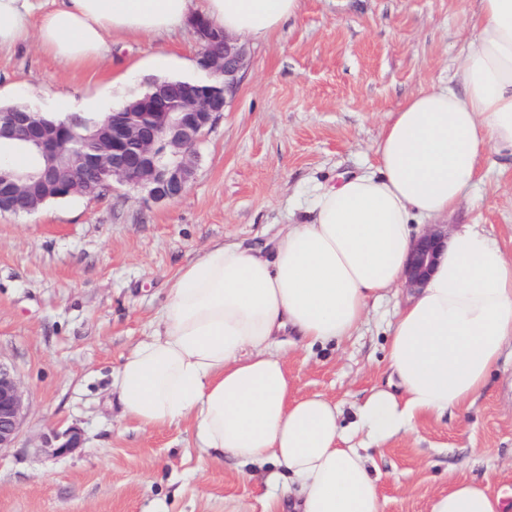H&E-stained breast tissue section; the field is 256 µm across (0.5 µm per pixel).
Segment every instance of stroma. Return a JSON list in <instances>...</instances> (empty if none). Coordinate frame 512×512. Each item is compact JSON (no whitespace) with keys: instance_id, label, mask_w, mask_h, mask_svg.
Returning a JSON list of instances; mask_svg holds the SVG:
<instances>
[{"instance_id":"obj_1","label":"stroma","mask_w":512,"mask_h":512,"mask_svg":"<svg viewBox=\"0 0 512 512\" xmlns=\"http://www.w3.org/2000/svg\"><path fill=\"white\" fill-rule=\"evenodd\" d=\"M476 0H302L296 18L250 46V65L205 134L193 181L173 201L116 184L30 215L0 214V360L15 370L26 413L0 449V512H273L277 471L198 448L190 421L146 429L124 416L111 383L148 336L169 280L218 242L272 247L309 220L326 186L374 171V148L405 100L447 85L472 40ZM166 73L200 77L190 28L116 36L84 66L61 63L36 37L0 52V104L98 117ZM481 180L446 223L470 225L512 257V170L486 157ZM408 289L371 306L353 336L295 344L286 368L297 395L343 408L389 377L387 329ZM80 429L64 455L45 441ZM371 453L382 512H428L448 486L475 480L512 506V343L485 389L458 410L423 416Z\"/></svg>"}]
</instances>
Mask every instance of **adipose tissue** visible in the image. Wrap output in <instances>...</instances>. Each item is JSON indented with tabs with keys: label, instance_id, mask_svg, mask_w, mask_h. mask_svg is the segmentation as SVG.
I'll use <instances>...</instances> for the list:
<instances>
[{
	"label": "adipose tissue",
	"instance_id": "obj_1",
	"mask_svg": "<svg viewBox=\"0 0 512 512\" xmlns=\"http://www.w3.org/2000/svg\"><path fill=\"white\" fill-rule=\"evenodd\" d=\"M301 0H0V49L36 36L62 62L108 53L116 33L163 36L200 14L224 32L266 39ZM38 29H31L33 14ZM472 45L456 80L410 96L375 146V172L317 195L309 223L271 251L217 243L181 267L150 336L125 357L123 412L147 428L192 420L198 445L240 462H274L295 490L290 512H381L370 456L376 444L441 416L484 389L512 341V258L469 227L448 239L425 284L389 330L392 381L344 419L320 394L296 395L288 334L307 345L351 336L370 301L405 280L417 222L458 208L487 154L512 158V0H478ZM429 512H502L498 495L457 482Z\"/></svg>",
	"mask_w": 512,
	"mask_h": 512
}]
</instances>
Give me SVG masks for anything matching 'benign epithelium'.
Here are the masks:
<instances>
[{"label":"benign epithelium","mask_w":512,"mask_h":512,"mask_svg":"<svg viewBox=\"0 0 512 512\" xmlns=\"http://www.w3.org/2000/svg\"><path fill=\"white\" fill-rule=\"evenodd\" d=\"M190 26L201 42L198 65L218 85L165 82L114 112L92 137L91 146L71 153L65 146L84 122L78 115L47 121L38 112H13L0 120V162L13 149H27L34 169L25 176L0 178V213H32L52 197L93 196L115 183L146 193L153 202L183 195L192 182L202 137L223 114L250 62L246 46L208 19ZM448 231L436 224L415 243L406 266V286L421 287L437 260ZM25 403L14 370L0 361V448L11 447ZM73 427L53 433L52 453L79 447Z\"/></svg>","instance_id":"7a95c632"}]
</instances>
